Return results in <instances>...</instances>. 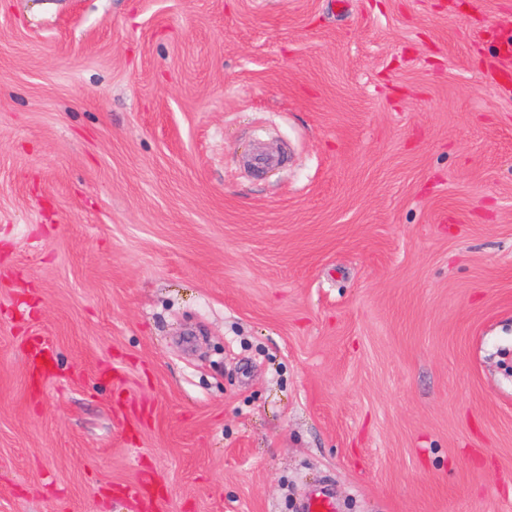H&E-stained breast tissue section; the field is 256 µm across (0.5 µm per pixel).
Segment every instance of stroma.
I'll return each instance as SVG.
<instances>
[{
	"instance_id": "obj_1",
	"label": "stroma",
	"mask_w": 512,
	"mask_h": 512,
	"mask_svg": "<svg viewBox=\"0 0 512 512\" xmlns=\"http://www.w3.org/2000/svg\"><path fill=\"white\" fill-rule=\"evenodd\" d=\"M499 34L512 0H0V512H141L145 472L163 512H512ZM334 498L325 490H315L309 493L303 502V512H336Z\"/></svg>"
}]
</instances>
